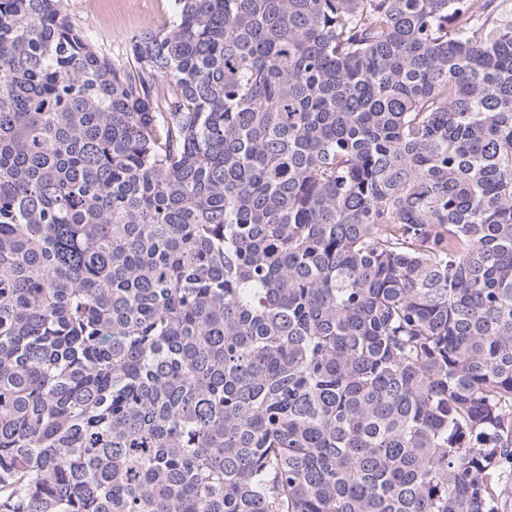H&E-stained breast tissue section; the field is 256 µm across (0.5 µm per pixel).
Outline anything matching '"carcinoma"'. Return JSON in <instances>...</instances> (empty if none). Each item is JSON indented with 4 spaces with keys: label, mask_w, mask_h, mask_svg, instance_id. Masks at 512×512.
<instances>
[{
    "label": "carcinoma",
    "mask_w": 512,
    "mask_h": 512,
    "mask_svg": "<svg viewBox=\"0 0 512 512\" xmlns=\"http://www.w3.org/2000/svg\"><path fill=\"white\" fill-rule=\"evenodd\" d=\"M507 0H0V512H503ZM88 2H95L92 9ZM63 6L97 48L107 49L170 16L169 0H63Z\"/></svg>",
    "instance_id": "carcinoma-1"
}]
</instances>
